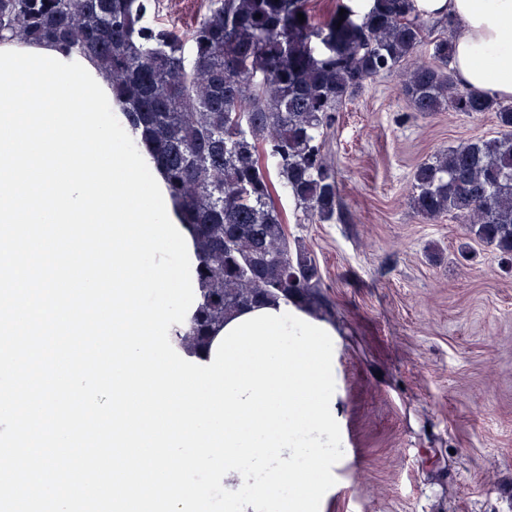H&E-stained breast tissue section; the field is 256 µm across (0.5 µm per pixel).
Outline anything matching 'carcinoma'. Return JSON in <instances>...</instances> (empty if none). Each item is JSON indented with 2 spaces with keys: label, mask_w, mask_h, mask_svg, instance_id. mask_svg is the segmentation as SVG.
<instances>
[{
  "label": "carcinoma",
  "mask_w": 512,
  "mask_h": 512,
  "mask_svg": "<svg viewBox=\"0 0 512 512\" xmlns=\"http://www.w3.org/2000/svg\"><path fill=\"white\" fill-rule=\"evenodd\" d=\"M309 3L208 0L183 35L153 24L156 0H0V38L52 37L96 61L162 168L208 289L186 336L210 335L221 310L227 317L271 298L323 308L317 265L290 245L276 186L301 220H336L324 137L337 107L378 77L400 75L416 112H496L497 135L416 167L411 206L426 220L455 214L512 258V102L443 75L454 60L446 36L432 40L431 61L399 71L425 38L414 0H370L362 14L341 3L345 13L323 23Z\"/></svg>",
  "instance_id": "obj_1"
}]
</instances>
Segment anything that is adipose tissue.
Here are the masks:
<instances>
[{
  "label": "adipose tissue",
  "instance_id": "ef3b65f1",
  "mask_svg": "<svg viewBox=\"0 0 512 512\" xmlns=\"http://www.w3.org/2000/svg\"><path fill=\"white\" fill-rule=\"evenodd\" d=\"M415 7L459 22L454 68L462 84L512 101V0H415Z\"/></svg>",
  "mask_w": 512,
  "mask_h": 512
}]
</instances>
